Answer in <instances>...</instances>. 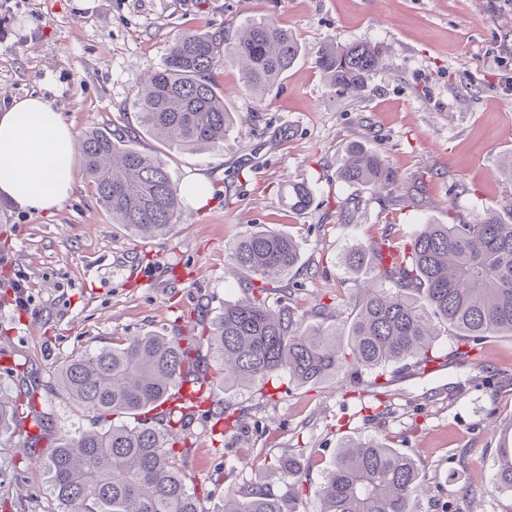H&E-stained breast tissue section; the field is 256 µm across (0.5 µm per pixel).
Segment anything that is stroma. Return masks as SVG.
Masks as SVG:
<instances>
[{
  "mask_svg": "<svg viewBox=\"0 0 512 512\" xmlns=\"http://www.w3.org/2000/svg\"><path fill=\"white\" fill-rule=\"evenodd\" d=\"M252 20L288 30L302 54L260 98L236 64L215 71L225 106L241 116L223 145L180 150L139 135L137 148L161 158L175 184L199 175L212 187L205 205L184 201L169 234L143 239L113 223L80 165L58 208L0 201V392L35 393L49 419L40 449L105 425L59 394L56 368L128 336H187L210 324L245 294L250 276L229 274V250L252 226L296 240L300 261L269 297L316 325L321 295L349 320L351 290L371 276L341 265L351 244L385 235L403 245L419 225L447 223L452 207L467 221L488 207L512 215V0H0V107L41 95L77 133L125 130L137 124L136 93L178 36L220 31L230 45ZM329 40L380 48L358 95L336 93L318 70ZM354 142L397 171L392 195L337 181ZM291 181L313 190L304 212L288 206ZM409 188L423 204L398 211L394 198ZM354 195L357 219L337 223V199ZM458 344L440 334L434 373L388 367L387 409L374 419L371 393L345 394L333 381L216 390L180 446L205 512L255 485L297 493V512H314L341 444L368 437L414 459L428 486L419 512H512L493 467L512 449V335L485 337L465 357ZM17 363L25 377L8 374ZM223 412L232 424L219 434ZM24 440L0 435V512H50L46 474L23 459ZM288 454L301 456V473L277 468Z\"/></svg>",
  "mask_w": 512,
  "mask_h": 512,
  "instance_id": "obj_1",
  "label": "stroma"
}]
</instances>
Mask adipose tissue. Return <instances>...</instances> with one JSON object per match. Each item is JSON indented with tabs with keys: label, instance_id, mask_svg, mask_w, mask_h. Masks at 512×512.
I'll return each instance as SVG.
<instances>
[{
	"label": "adipose tissue",
	"instance_id": "ef3b65f1",
	"mask_svg": "<svg viewBox=\"0 0 512 512\" xmlns=\"http://www.w3.org/2000/svg\"><path fill=\"white\" fill-rule=\"evenodd\" d=\"M77 134L41 96L13 99L0 109V199L47 211L69 195Z\"/></svg>",
	"mask_w": 512,
	"mask_h": 512
}]
</instances>
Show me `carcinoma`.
<instances>
[{
  "label": "carcinoma",
  "instance_id": "1",
  "mask_svg": "<svg viewBox=\"0 0 512 512\" xmlns=\"http://www.w3.org/2000/svg\"><path fill=\"white\" fill-rule=\"evenodd\" d=\"M301 46L269 22L249 24L233 45L221 32L185 33L171 45L165 63L133 101L138 125L179 149L217 147L232 124L213 80L226 60L238 63L246 86L263 96L288 71ZM381 51L366 43L322 45L316 65L328 85L348 94L364 87ZM136 133L85 134L80 156L99 203L112 220L152 238L178 220L181 199L165 163L134 147ZM349 186L390 191L397 172L376 151L349 146L336 172ZM288 205L309 208L305 183L288 182ZM362 200L337 202L339 219L351 223ZM386 239L356 244L345 255L351 270L371 260L373 280L354 289L356 315L347 329L305 326L304 316L283 302L272 306L270 285L299 259L295 240L278 231L253 229L232 248L229 270L254 277L251 294L224 302L208 335L167 336L148 332L112 348L72 356L55 371L59 390L99 417L128 415L134 424L112 423L81 433L49 450L43 466L61 512H202L200 499L178 466L175 445L185 421L167 416L159 429L152 411L184 384H196L202 344L213 351L220 377L212 386L244 387L280 373L300 384L335 379L355 388L365 372L412 361L423 370L434 355L437 327L466 346L498 333L512 334V221L488 208L471 221L425 224L404 249L385 260ZM44 430L33 393L0 395V433L21 424L24 412ZM498 488L512 491V452L502 450ZM423 478L408 456L374 438L345 444L319 492L315 512H418ZM224 512H297L293 494L283 498L263 486L230 491Z\"/></svg>",
  "mask_w": 512,
  "mask_h": 512
}]
</instances>
